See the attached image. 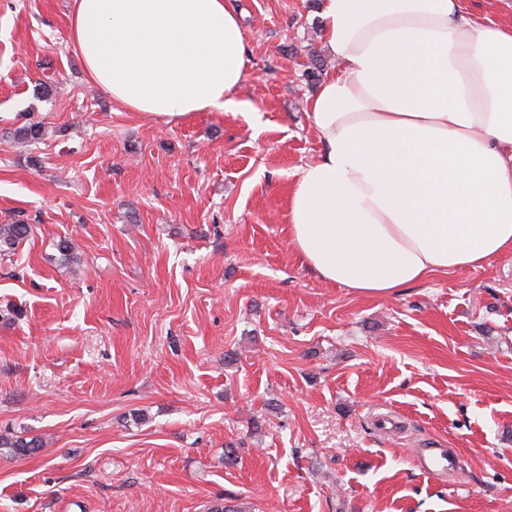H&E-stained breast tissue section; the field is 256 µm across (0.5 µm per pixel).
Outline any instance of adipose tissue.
<instances>
[{"mask_svg":"<svg viewBox=\"0 0 512 512\" xmlns=\"http://www.w3.org/2000/svg\"><path fill=\"white\" fill-rule=\"evenodd\" d=\"M336 64L307 111L321 154L287 195L288 239L364 296L512 252V22L464 0H320ZM87 79L144 119L240 108L228 0H72Z\"/></svg>","mask_w":512,"mask_h":512,"instance_id":"obj_1","label":"adipose tissue"}]
</instances>
